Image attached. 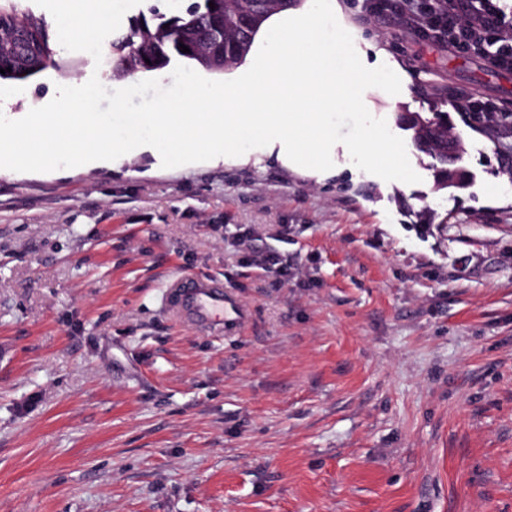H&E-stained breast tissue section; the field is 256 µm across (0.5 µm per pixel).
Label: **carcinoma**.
I'll return each instance as SVG.
<instances>
[{
  "mask_svg": "<svg viewBox=\"0 0 512 512\" xmlns=\"http://www.w3.org/2000/svg\"><path fill=\"white\" fill-rule=\"evenodd\" d=\"M214 7H209V3ZM160 22L150 24L144 18L134 21L129 31L112 41L107 58L115 72H155L176 59L195 61L199 66L201 50L224 47V68L243 61L251 34L263 22L268 8L261 0H189L185 9L167 17L157 6L151 7ZM189 48L181 52L180 45ZM53 40L44 22L29 13L0 7V80L26 81L48 67H58ZM446 116L431 118L408 114L406 129L413 131L415 145L433 155L441 165L438 181L443 185L455 180L445 176L448 166V129Z\"/></svg>",
  "mask_w": 512,
  "mask_h": 512,
  "instance_id": "carcinoma-1",
  "label": "carcinoma"
}]
</instances>
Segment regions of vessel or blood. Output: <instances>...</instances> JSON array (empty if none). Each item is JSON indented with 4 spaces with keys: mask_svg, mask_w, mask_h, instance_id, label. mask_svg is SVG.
I'll return each instance as SVG.
<instances>
[{
    "mask_svg": "<svg viewBox=\"0 0 512 512\" xmlns=\"http://www.w3.org/2000/svg\"><path fill=\"white\" fill-rule=\"evenodd\" d=\"M170 295L181 316L203 327L223 329V281L216 278H179L171 284Z\"/></svg>",
    "mask_w": 512,
    "mask_h": 512,
    "instance_id": "vessel-or-blood-1",
    "label": "vessel or blood"
}]
</instances>
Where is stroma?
I'll return each instance as SVG.
<instances>
[{
    "label": "stroma",
    "mask_w": 512,
    "mask_h": 512,
    "mask_svg": "<svg viewBox=\"0 0 512 512\" xmlns=\"http://www.w3.org/2000/svg\"><path fill=\"white\" fill-rule=\"evenodd\" d=\"M338 3L402 79L363 101L417 183L340 143L323 178L262 148L0 169V512H512V129L454 105L512 109V71ZM55 59L0 112L145 78ZM435 112L465 142V188L438 187L398 124ZM248 231L287 276L237 246ZM178 275L223 278V330L166 309Z\"/></svg>",
    "instance_id": "obj_1"
}]
</instances>
